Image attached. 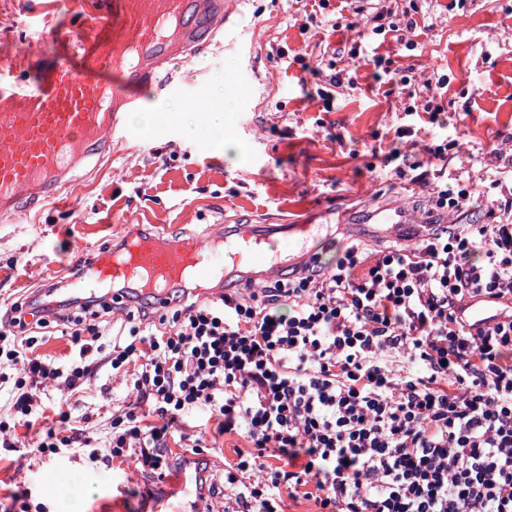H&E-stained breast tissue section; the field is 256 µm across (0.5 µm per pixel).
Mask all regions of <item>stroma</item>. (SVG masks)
<instances>
[{
    "label": "stroma",
    "mask_w": 512,
    "mask_h": 512,
    "mask_svg": "<svg viewBox=\"0 0 512 512\" xmlns=\"http://www.w3.org/2000/svg\"><path fill=\"white\" fill-rule=\"evenodd\" d=\"M420 28L415 49L393 39L359 40L351 21L369 28L375 0H246L235 32L207 54L172 64L175 86L155 89L151 106L172 115L131 137L93 173L11 223H0V297L26 302L50 285L65 287L82 257L120 245L132 231L177 232L207 224H253L265 219L296 224L319 213L318 252L333 265L350 241L365 233L354 219L366 207L407 202L429 212L428 188L406 198L394 172L398 160L388 145L396 128H409L413 159L430 148L448 147V177L478 178L469 164L475 153L512 149V0H417ZM95 13L94 0H0V60L30 59L33 69L49 61L62 28L82 33ZM393 61V73L371 65L357 71V89L337 90L332 105L314 92L324 76L345 69L348 52ZM446 78L440 99L457 124L429 123L406 115L401 77ZM224 100V132L241 147L226 157L207 137L182 134L179 116L196 103L190 118L205 125L207 103ZM114 404L133 396L122 377L101 368L82 392L41 390L46 417L59 407L88 415L83 451L61 449L48 457L23 448L0 454V512H19L13 495L25 489L31 503L49 512H147L163 503L195 512L202 487L223 507V463L236 459L247 442L222 436L215 449L187 456L179 444L167 450L164 479L141 472L132 461L112 466L91 462L110 431L102 393Z\"/></svg>",
    "instance_id": "1"
}]
</instances>
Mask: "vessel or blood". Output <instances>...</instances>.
Instances as JSON below:
<instances>
[{
    "instance_id": "b4317fda",
    "label": "vessel or blood",
    "mask_w": 512,
    "mask_h": 512,
    "mask_svg": "<svg viewBox=\"0 0 512 512\" xmlns=\"http://www.w3.org/2000/svg\"><path fill=\"white\" fill-rule=\"evenodd\" d=\"M241 0H102L97 19L76 37L59 36L53 59L34 82L0 81V222L19 216L69 186L75 173L111 153L127 137L126 112L138 88L158 83L167 63L198 55L220 30H234ZM409 210L385 204L369 211L367 233L387 238L410 223ZM308 224H234L192 232L128 237L124 248L87 254L72 293L90 297V285H111L113 298L135 292L163 309L175 288H233L319 262L308 245ZM299 243L281 256L280 234Z\"/></svg>"
}]
</instances>
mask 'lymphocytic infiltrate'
<instances>
[{"instance_id": "f902f5d3", "label": "lymphocytic infiltrate", "mask_w": 512, "mask_h": 512, "mask_svg": "<svg viewBox=\"0 0 512 512\" xmlns=\"http://www.w3.org/2000/svg\"><path fill=\"white\" fill-rule=\"evenodd\" d=\"M411 167L436 209L464 216L482 196ZM492 185L497 223L431 224L418 242L382 250L352 241L332 269L307 266L204 305L187 289L162 311L138 296L113 333L102 296L12 303L0 316V364L18 372L14 421L33 427L38 390H79L104 362L137 401L112 412L94 461L132 457L165 477L176 424L207 411L217 434L249 444L227 472L224 512H283L287 496L317 512H512V185ZM481 298L500 315L466 323ZM52 324L74 359L36 354L37 331ZM388 349L413 371L392 370ZM59 421L30 447L46 456L80 444L68 413Z\"/></svg>"}]
</instances>
